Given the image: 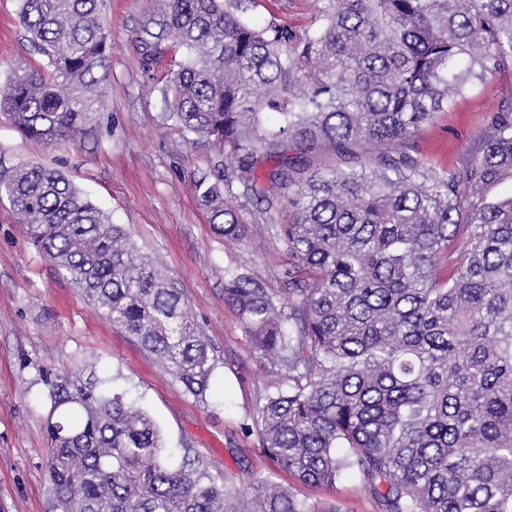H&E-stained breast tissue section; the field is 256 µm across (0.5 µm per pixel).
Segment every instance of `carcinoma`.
<instances>
[{"mask_svg": "<svg viewBox=\"0 0 512 512\" xmlns=\"http://www.w3.org/2000/svg\"><path fill=\"white\" fill-rule=\"evenodd\" d=\"M41 68L18 66L0 112L27 138L71 142L99 103L103 0H18ZM308 27L252 23L250 0H150L145 62L182 49L164 93L185 131L233 165L288 262L279 287L224 272L231 305L277 381L246 429L303 483L364 481L383 512H512V110L491 113L459 169L403 151L425 123L512 58V0H315ZM378 144L347 170L317 162ZM217 182L215 232L247 226ZM34 246L159 367L207 402L214 349L181 292L125 230L54 170L0 177ZM52 512H325L259 479L247 497L207 466L164 459L124 393L47 380Z\"/></svg>", "mask_w": 512, "mask_h": 512, "instance_id": "cac0c4a2", "label": "carcinoma"}]
</instances>
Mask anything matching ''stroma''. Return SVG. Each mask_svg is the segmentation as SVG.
I'll return each mask as SVG.
<instances>
[{
  "mask_svg": "<svg viewBox=\"0 0 512 512\" xmlns=\"http://www.w3.org/2000/svg\"><path fill=\"white\" fill-rule=\"evenodd\" d=\"M147 0H105L112 36L108 76L94 121L71 143L24 137L0 114V175L29 164L58 170L110 218L137 250L171 278L215 350L218 365L207 403H199L151 354L98 312L26 237L8 200H0V512H51L47 473L50 406L47 375L73 373L98 388L119 386L158 426L174 459L200 458L240 495L257 478L336 512H381L359 476L334 486L301 483L261 453L245 425L271 376L236 312L224 301V272L237 268L275 284L285 246L264 229L255 205L227 197L248 227L244 241L216 235L200 198L215 181L212 146L194 141L174 120L162 89L163 68H144L137 40ZM18 0H0V85L13 66L41 65L23 36ZM313 0H255L248 17L306 26ZM512 108V61L423 125L407 151L439 170L461 167L487 113Z\"/></svg>",
  "mask_w": 512,
  "mask_h": 512,
  "instance_id": "stroma-1",
  "label": "stroma"
}]
</instances>
